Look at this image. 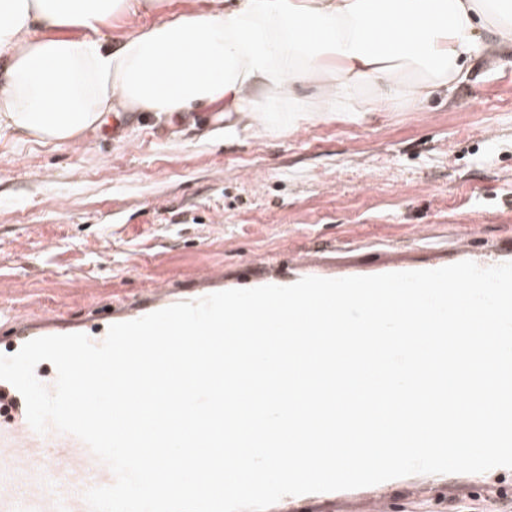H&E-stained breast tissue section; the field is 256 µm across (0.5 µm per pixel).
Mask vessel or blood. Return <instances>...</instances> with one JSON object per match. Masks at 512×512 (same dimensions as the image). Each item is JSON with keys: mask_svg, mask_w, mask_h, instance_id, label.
Here are the masks:
<instances>
[{"mask_svg": "<svg viewBox=\"0 0 512 512\" xmlns=\"http://www.w3.org/2000/svg\"><path fill=\"white\" fill-rule=\"evenodd\" d=\"M55 323L49 317L39 326L16 324L13 349L53 335ZM113 481L108 466L75 436L34 432L22 395L0 380V512H89L84 492Z\"/></svg>", "mask_w": 512, "mask_h": 512, "instance_id": "b4317fda", "label": "vessel or blood"}]
</instances>
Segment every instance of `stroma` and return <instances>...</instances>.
<instances>
[{"instance_id":"35a3bbf8","label":"stroma","mask_w":512,"mask_h":512,"mask_svg":"<svg viewBox=\"0 0 512 512\" xmlns=\"http://www.w3.org/2000/svg\"><path fill=\"white\" fill-rule=\"evenodd\" d=\"M450 97L255 136L202 109L109 113L63 144L0 136V337L76 324L164 290L247 289L308 271L512 250V47ZM288 512H512V468L414 474L288 499Z\"/></svg>"}]
</instances>
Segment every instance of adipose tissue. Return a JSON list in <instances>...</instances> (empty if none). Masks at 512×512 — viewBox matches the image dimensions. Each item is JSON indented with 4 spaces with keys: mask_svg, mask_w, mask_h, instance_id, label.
I'll return each instance as SVG.
<instances>
[{
    "mask_svg": "<svg viewBox=\"0 0 512 512\" xmlns=\"http://www.w3.org/2000/svg\"><path fill=\"white\" fill-rule=\"evenodd\" d=\"M154 7L0 0V132L67 143L121 108L167 119L209 107L285 136L451 95L464 61L512 45V0H205L119 43L104 35L112 16Z\"/></svg>",
    "mask_w": 512,
    "mask_h": 512,
    "instance_id": "1",
    "label": "adipose tissue"
}]
</instances>
